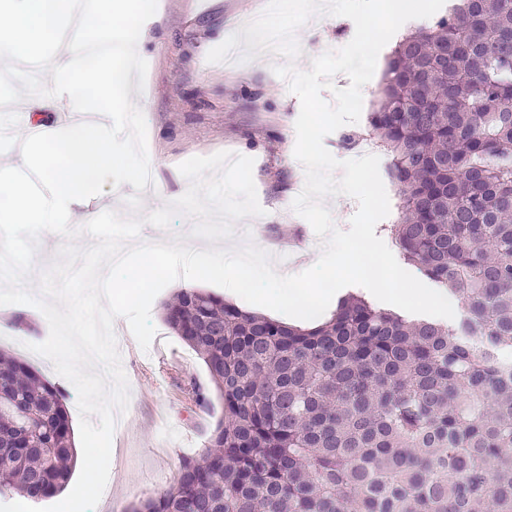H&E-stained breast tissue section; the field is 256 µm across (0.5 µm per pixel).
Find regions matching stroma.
<instances>
[{"label": "stroma", "mask_w": 512, "mask_h": 512, "mask_svg": "<svg viewBox=\"0 0 512 512\" xmlns=\"http://www.w3.org/2000/svg\"><path fill=\"white\" fill-rule=\"evenodd\" d=\"M267 0H158L156 14L143 26L140 56L148 71L143 91L130 99L146 104L147 149L156 189L140 195L148 213L182 196L189 182L178 170L194 156L228 151L253 158V178L262 216L238 221L229 243L238 249L247 243L259 247L285 243L294 246L303 262L314 265L323 243L310 224L292 209L294 183L305 170L294 157L295 121L300 100L273 65L285 57H257L234 66L209 63L210 49L260 15ZM352 20L321 14L296 32L302 53L293 63L309 69L314 58L350 41ZM381 78L363 87V118L329 134L324 145L337 159L360 157L361 151L343 143L345 134L368 130L380 92ZM136 195L130 184L105 183L90 208H73L70 223L81 227L85 212L106 210L130 216L126 201ZM177 291L168 285L151 307L156 336L141 349L125 318H117V348L129 384V404L123 425L115 430L109 472V490L94 512H129L134 502L167 486L177 475L182 458L195 456L222 414L219 402L203 404L196 393H209L207 370L195 353L162 319L160 306ZM49 326L43 314L28 305H12L0 312V349L15 352V338L40 343Z\"/></svg>", "instance_id": "obj_1"}]
</instances>
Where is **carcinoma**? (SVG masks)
<instances>
[{"label":"carcinoma","mask_w":512,"mask_h":512,"mask_svg":"<svg viewBox=\"0 0 512 512\" xmlns=\"http://www.w3.org/2000/svg\"><path fill=\"white\" fill-rule=\"evenodd\" d=\"M407 264L461 305L408 319L348 295L298 328L204 289L163 305L224 413L133 512H512V0H459L394 48L369 118ZM0 492L76 464L57 387L0 350Z\"/></svg>","instance_id":"obj_1"}]
</instances>
